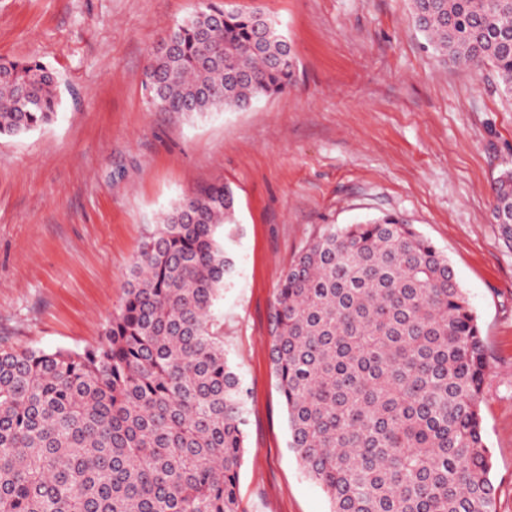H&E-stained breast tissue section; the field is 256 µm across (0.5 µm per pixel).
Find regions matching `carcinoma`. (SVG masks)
Instances as JSON below:
<instances>
[{
	"mask_svg": "<svg viewBox=\"0 0 512 512\" xmlns=\"http://www.w3.org/2000/svg\"><path fill=\"white\" fill-rule=\"evenodd\" d=\"M441 61L490 70L512 97V0H411ZM152 50L158 112L243 109L295 81L259 10L204 0ZM61 75L0 59V136L51 124ZM512 244V170L492 187ZM234 192L182 197L146 236L101 341L0 350V512H244V394L215 308L234 261ZM271 362L290 448L330 512H497L480 404L478 318L447 257L396 214L335 225L288 265Z\"/></svg>",
	"mask_w": 512,
	"mask_h": 512,
	"instance_id": "carcinoma-1",
	"label": "carcinoma"
}]
</instances>
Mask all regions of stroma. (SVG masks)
I'll return each mask as SVG.
<instances>
[{
	"mask_svg": "<svg viewBox=\"0 0 512 512\" xmlns=\"http://www.w3.org/2000/svg\"><path fill=\"white\" fill-rule=\"evenodd\" d=\"M199 2L0 0V58L37 57L65 83L55 122L0 136V347L95 345L161 213L229 183L235 265L218 314L245 391L241 506L329 512L289 447L270 308L311 238L397 214L447 256L478 316L491 480L497 512H512V248L491 216L512 98L427 49L410 0H227L277 23L295 85L239 111H152L149 52Z\"/></svg>",
	"mask_w": 512,
	"mask_h": 512,
	"instance_id": "35a3bbf8",
	"label": "stroma"
}]
</instances>
